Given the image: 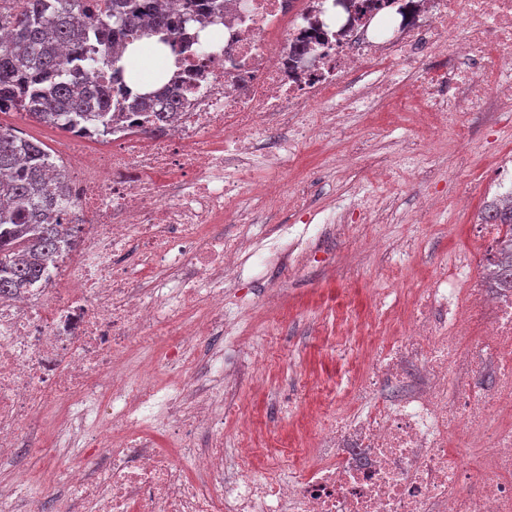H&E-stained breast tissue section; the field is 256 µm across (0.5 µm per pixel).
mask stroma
Returning <instances> with one entry per match:
<instances>
[{
    "label": "stroma",
    "instance_id": "stroma-1",
    "mask_svg": "<svg viewBox=\"0 0 512 512\" xmlns=\"http://www.w3.org/2000/svg\"><path fill=\"white\" fill-rule=\"evenodd\" d=\"M421 109L396 94L375 111L346 113L351 138L303 145L277 184L298 196L303 210L266 207L246 191L239 206L253 213V223L225 216V232L248 236L336 217L306 254L293 258L287 277L246 264L227 296L224 365L244 377L261 372L263 388L252 391L243 379L225 398V447L237 445L240 411L274 432L255 449L260 464L283 474L301 466L316 427L305 408L289 409V394L312 375L342 407L358 366L348 342L333 333L337 318L370 323L376 342L387 341L399 332L409 295L477 249L473 226L489 201L492 167L512 152V105L460 113V137L439 143L414 120ZM461 193L468 206L458 210L451 202Z\"/></svg>",
    "mask_w": 512,
    "mask_h": 512
}]
</instances>
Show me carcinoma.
<instances>
[{"label": "carcinoma", "instance_id": "1", "mask_svg": "<svg viewBox=\"0 0 512 512\" xmlns=\"http://www.w3.org/2000/svg\"><path fill=\"white\" fill-rule=\"evenodd\" d=\"M169 0H12L0 10V112H18L39 123L75 132L92 124L112 133V99L95 88L104 78L119 85L134 112L157 121L175 118L180 101L152 89L128 88L120 64L124 49L142 38L161 47L185 37L206 16L224 10L220 0H184L172 12ZM68 184L63 169L37 140L0 126V295L41 279L78 227L58 218ZM486 223L503 224V239L491 280L512 287V207H490Z\"/></svg>", "mask_w": 512, "mask_h": 512}]
</instances>
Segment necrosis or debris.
Listing matches in <instances>:
<instances>
[{
    "instance_id": "obj_1",
    "label": "necrosis or debris",
    "mask_w": 512,
    "mask_h": 512,
    "mask_svg": "<svg viewBox=\"0 0 512 512\" xmlns=\"http://www.w3.org/2000/svg\"><path fill=\"white\" fill-rule=\"evenodd\" d=\"M225 0L220 38L171 47L182 104L174 126L144 135V112L118 113L107 147L60 154L63 223L82 229L50 271L0 297V462L48 427L87 432L73 463L0 485V512L35 481L65 491L56 512H512V290L441 273L414 298L408 330L368 361L327 415L298 472L256 474L252 422L226 459L213 416L204 341L224 325L229 258L262 259L251 239L213 232L252 187L277 202L270 176L335 112H368L404 88L444 132L459 113L490 112L488 89L512 91V0ZM464 40L448 51L458 28ZM176 370L172 388L133 357ZM165 408L173 449L146 426ZM462 440H454L457 424ZM206 427L207 440L196 438Z\"/></svg>"
}]
</instances>
